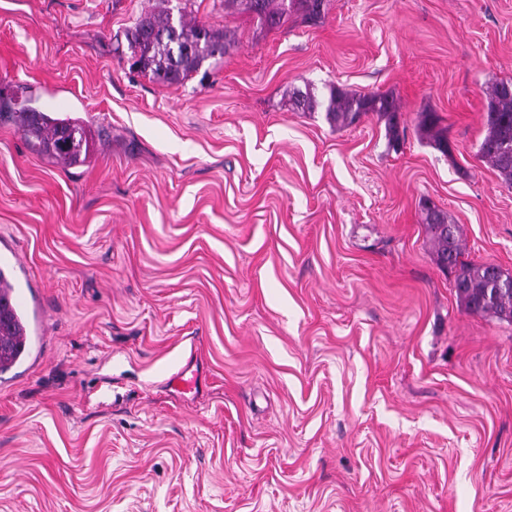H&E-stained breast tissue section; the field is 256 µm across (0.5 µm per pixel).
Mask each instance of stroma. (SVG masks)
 Masks as SVG:
<instances>
[{
  "instance_id": "35a3bbf8",
  "label": "stroma",
  "mask_w": 512,
  "mask_h": 512,
  "mask_svg": "<svg viewBox=\"0 0 512 512\" xmlns=\"http://www.w3.org/2000/svg\"><path fill=\"white\" fill-rule=\"evenodd\" d=\"M164 7L0 0V96L95 141L62 169L0 120V261L36 336L0 374V512H512V323L461 309L422 221L512 273V189L478 155L512 0H330L270 31L192 0L235 37L179 85L116 52ZM332 85L393 95L400 148L377 115L293 109ZM439 118L434 112H421L418 114V127L431 138L434 147L443 154L450 152L448 138L441 129H438Z\"/></svg>"
}]
</instances>
